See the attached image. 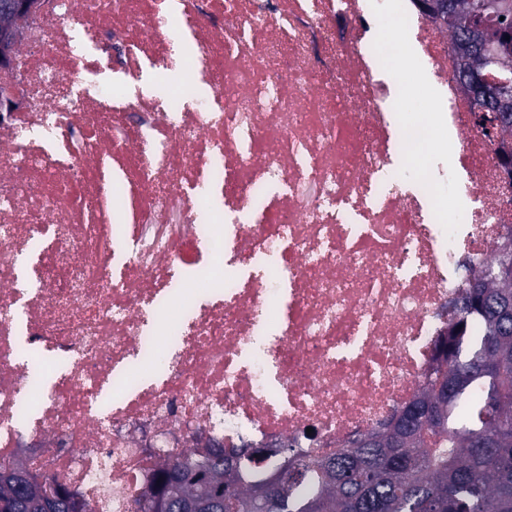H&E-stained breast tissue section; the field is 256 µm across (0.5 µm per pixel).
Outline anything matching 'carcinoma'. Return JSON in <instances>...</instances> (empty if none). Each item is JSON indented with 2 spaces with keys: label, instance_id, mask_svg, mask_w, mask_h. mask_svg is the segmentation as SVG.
<instances>
[{
  "label": "carcinoma",
  "instance_id": "carcinoma-1",
  "mask_svg": "<svg viewBox=\"0 0 512 512\" xmlns=\"http://www.w3.org/2000/svg\"><path fill=\"white\" fill-rule=\"evenodd\" d=\"M17 2L0 0V30L12 27ZM507 25L488 12L454 13L447 30L468 59L461 75L477 62L485 35ZM477 125L512 136L502 112ZM269 456L275 461L263 478L280 476L281 496L256 498L260 477L246 446L168 461L152 495L174 504L210 500L215 512H512V250L498 246L481 274L465 277L427 384L386 424L333 457L286 444ZM19 472L0 468V512H42L50 496L55 512H85L78 499Z\"/></svg>",
  "mask_w": 512,
  "mask_h": 512
}]
</instances>
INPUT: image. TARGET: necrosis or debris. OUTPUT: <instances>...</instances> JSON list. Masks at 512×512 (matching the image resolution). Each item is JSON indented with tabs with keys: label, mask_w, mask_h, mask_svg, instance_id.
I'll list each match as a JSON object with an SVG mask.
<instances>
[{
	"label": "necrosis or debris",
	"mask_w": 512,
	"mask_h": 512,
	"mask_svg": "<svg viewBox=\"0 0 512 512\" xmlns=\"http://www.w3.org/2000/svg\"><path fill=\"white\" fill-rule=\"evenodd\" d=\"M16 25L0 466L126 512L204 440L335 453L421 391L512 179L413 0H37ZM184 37L180 78L142 94ZM406 48L432 110L394 109ZM31 353L52 370L23 422Z\"/></svg>",
	"instance_id": "necrosis-or-debris-1"
}]
</instances>
